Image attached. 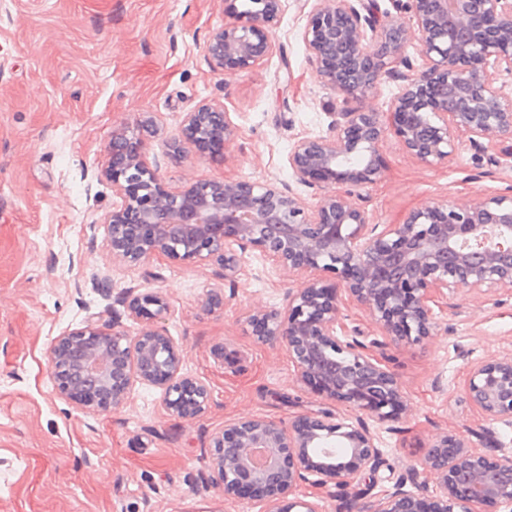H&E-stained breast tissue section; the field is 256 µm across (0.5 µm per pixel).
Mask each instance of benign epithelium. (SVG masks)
<instances>
[{
    "label": "benign epithelium",
    "instance_id": "7a95c632",
    "mask_svg": "<svg viewBox=\"0 0 512 512\" xmlns=\"http://www.w3.org/2000/svg\"><path fill=\"white\" fill-rule=\"evenodd\" d=\"M230 22L206 43L213 68L246 73L274 48L283 0H221ZM412 24L377 15L374 0H318L300 36L318 76L343 99L364 96L384 80L398 83L392 121L357 110L338 112L325 135L295 138L288 154L294 180L328 189L310 205L283 185L248 180L196 181L168 187L144 158V138L109 152L104 176L122 199L104 216L112 258L135 264L162 255L173 262L216 259L235 280L253 248L271 266L307 273L279 309L249 315L255 336L288 349L296 380L330 401L358 412V425L329 411L289 426L267 417L229 420L213 438V464L224 498L252 497L264 512H293L284 502L307 475L351 488L383 465V452L366 419L384 421L405 406L396 376L371 346L346 332L342 288L387 334L404 342L431 335L433 307L460 285L477 294L512 290V195L467 206L436 203L401 224L369 223L352 201L358 188L382 173L380 145L395 134L406 152L434 166L448 160L461 137L480 150L512 137V96L496 86L512 74V0H401ZM425 64L414 70L406 54L414 41ZM237 135L224 105L204 102L185 113L168 151L188 150L214 162ZM335 276L326 284L318 273ZM140 324L132 335L88 315L63 331L49 350L56 394L88 414L116 409L137 381L160 388L167 411L184 419L200 414L207 386L182 373L171 337L153 328L167 311L159 291L125 298ZM465 399L486 420L512 422V356L471 362ZM433 481L428 499L406 482ZM383 491L369 512H512V458L492 459L468 441L439 437L426 455Z\"/></svg>",
    "mask_w": 512,
    "mask_h": 512
}]
</instances>
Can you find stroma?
Instances as JSON below:
<instances>
[{"label":"stroma","instance_id":"obj_1","mask_svg":"<svg viewBox=\"0 0 512 512\" xmlns=\"http://www.w3.org/2000/svg\"><path fill=\"white\" fill-rule=\"evenodd\" d=\"M316 0H286L271 55L249 72L209 64L204 47L228 18L220 0H0V512H262L261 502L225 500L212 464V438L225 420L264 416L283 423L350 408L296 381L285 347L258 341L253 310L281 307L304 277L269 267L248 250L251 273L235 283L216 261L173 263L154 256L112 259L106 213L121 200L101 175L114 136L151 121L145 159L175 189L201 180L247 179L292 187L307 202L324 190L295 183L293 139L323 135L335 113L388 117L397 90L386 81L359 100L323 85L300 30ZM216 101L237 135L215 163L173 158L186 112ZM383 174L360 188L371 223L399 224L436 202L469 205L512 188V140L478 152L460 140L447 163L426 166L395 136L380 147ZM223 304L208 305L211 290ZM159 290L170 302L154 321L182 353L185 375L210 391L192 419L168 414L159 388L134 384L126 404L87 415L54 391V337L96 314L137 332L127 292ZM457 308L437 309L431 336L383 337L367 310L346 301L348 327L398 377L406 407L374 424L384 464L369 489L335 480L300 482L294 498L319 512H366L439 436L476 438L486 422L463 397L470 361L512 355V293L457 291Z\"/></svg>","mask_w":512,"mask_h":512}]
</instances>
